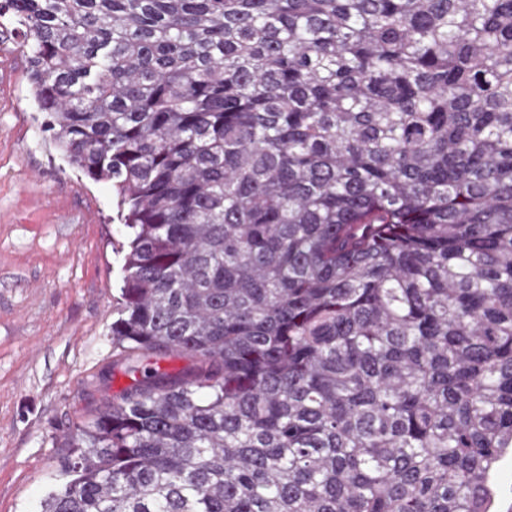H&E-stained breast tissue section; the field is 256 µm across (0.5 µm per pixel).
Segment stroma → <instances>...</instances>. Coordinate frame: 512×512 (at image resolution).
I'll list each match as a JSON object with an SVG mask.
<instances>
[{"label": "stroma", "instance_id": "stroma-1", "mask_svg": "<svg viewBox=\"0 0 512 512\" xmlns=\"http://www.w3.org/2000/svg\"><path fill=\"white\" fill-rule=\"evenodd\" d=\"M0 32V512H39L68 434L132 382L113 364L127 229L51 144Z\"/></svg>", "mask_w": 512, "mask_h": 512}]
</instances>
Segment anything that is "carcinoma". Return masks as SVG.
I'll use <instances>...</instances> for the list:
<instances>
[{"mask_svg":"<svg viewBox=\"0 0 512 512\" xmlns=\"http://www.w3.org/2000/svg\"><path fill=\"white\" fill-rule=\"evenodd\" d=\"M128 229L40 512H492L512 448V0H0ZM179 353L170 376L139 363Z\"/></svg>","mask_w":512,"mask_h":512,"instance_id":"carcinoma-1","label":"carcinoma"}]
</instances>
